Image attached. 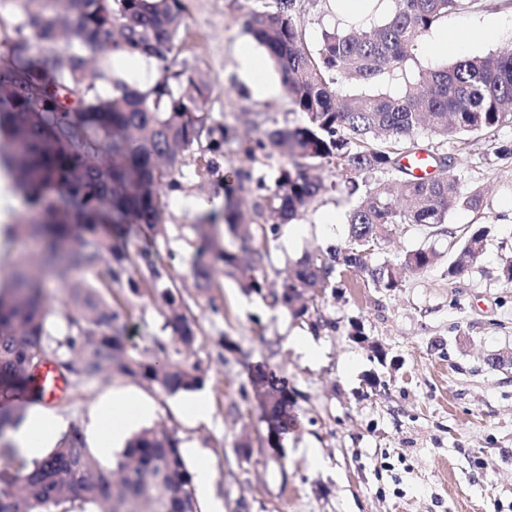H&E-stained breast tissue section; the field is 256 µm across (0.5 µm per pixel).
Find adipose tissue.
Returning a JSON list of instances; mask_svg holds the SVG:
<instances>
[{
    "label": "adipose tissue",
    "instance_id": "1",
    "mask_svg": "<svg viewBox=\"0 0 512 512\" xmlns=\"http://www.w3.org/2000/svg\"><path fill=\"white\" fill-rule=\"evenodd\" d=\"M155 415L154 405L130 394L118 393L99 403L92 434L99 443L121 444L127 434ZM59 427L48 407L37 405L15 430L14 439L29 456H40L55 443Z\"/></svg>",
    "mask_w": 512,
    "mask_h": 512
}]
</instances>
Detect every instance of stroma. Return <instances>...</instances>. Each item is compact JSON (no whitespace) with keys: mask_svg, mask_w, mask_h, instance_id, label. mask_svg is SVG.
Returning a JSON list of instances; mask_svg holds the SVG:
<instances>
[{"mask_svg":"<svg viewBox=\"0 0 512 512\" xmlns=\"http://www.w3.org/2000/svg\"><path fill=\"white\" fill-rule=\"evenodd\" d=\"M184 4L174 54L178 67L209 81L213 118L242 141L303 123L287 94L258 98L236 74L237 51L251 42L243 26L245 0ZM460 27L472 35L466 52L451 47L434 56L430 39L423 40L378 92L399 93L428 69L512 44V10L496 0L449 12L432 33ZM258 112L268 119L257 126ZM503 146L512 148V126L445 143L462 183L485 187L480 212L451 209L441 233L390 225L373 256L380 262L425 248L437 256L432 267L403 272L391 290L374 288L362 273L348 274L302 317L270 298L244 294L234 275L219 272L209 291L195 288L191 259L199 241L190 202L224 195L223 173L246 161L241 152L228 151L221 173L203 180L195 174L194 156H186L176 174L179 189L162 196L166 234L153 248L162 258L163 284L198 323L187 360L202 365L205 382L197 393L168 395L135 378L103 374L68 389L53 407L57 421L64 428L73 422L90 428L93 408L115 393L151 400L155 423L193 449L188 469L196 470L201 458L210 465L211 498L200 501V512H209L214 500L222 512H512V366L487 364L491 355L512 352V284L500 277L512 258V157L500 154ZM353 205L342 192L317 196L298 220L296 239H289L285 225L266 239L260 276L281 287L306 253L343 242L344 217ZM477 224L489 231L483 253L468 272L449 276L450 234ZM105 295L129 311L130 350L150 358L161 347L178 349L163 328L160 297L134 296L125 285ZM296 333L317 343V357L296 352L289 341ZM227 339L235 351H225ZM264 366L285 377L294 394L297 424L278 451L265 442L266 425L250 391L254 371ZM196 395L209 404L207 420L182 410ZM246 436L252 448L242 457L235 446ZM486 460L495 463L492 473L482 471Z\"/></svg>","mask_w":512,"mask_h":512,"instance_id":"obj_1","label":"stroma"}]
</instances>
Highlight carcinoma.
I'll use <instances>...</instances> for the list:
<instances>
[{
  "label": "carcinoma",
  "instance_id": "carcinoma-1",
  "mask_svg": "<svg viewBox=\"0 0 512 512\" xmlns=\"http://www.w3.org/2000/svg\"><path fill=\"white\" fill-rule=\"evenodd\" d=\"M46 0L42 12L25 13L16 38L0 42V173L26 198L29 211L6 228L40 248L37 268L13 264L0 282V438L25 417V404L43 400L35 368L51 365L71 383L108 369L138 378L166 394L197 390L205 371L197 363L150 361L128 350L127 317L102 289L124 281L135 296L157 293L168 306L165 327L186 349L198 327L192 316L161 289L158 254L146 246L139 257L150 277L135 282L120 230L140 224L154 240L164 234L161 192L176 184L174 170L187 153L199 152L196 174L210 178L220 169L224 148L237 143L230 128L212 120L205 105L208 82L186 70L175 71L171 57L184 22L183 0H68L65 10ZM245 30L265 48L293 104L305 117L293 128L265 132L243 148L246 159H270L280 152L273 185L253 167L234 172L239 191H259L254 214L279 223L300 216L321 193L344 179L357 196L347 215L349 235L341 244L306 255L294 269L295 283L273 301L301 316L304 291L334 287L353 270L373 286L390 290L401 269L423 272L434 253L416 249L380 263L364 257L375 250L391 224L439 228L448 206L477 211L484 192L464 186L454 174L456 158L434 146L421 149L415 136L429 132L443 143L480 131L512 125V48L459 60L429 70L400 95L360 94L336 99L340 78L373 86L403 69L418 44L449 12L477 0H396L380 25H349L322 32L315 47L296 22V0H253ZM100 54L137 55L153 60L162 76L148 88L128 85L101 66ZM425 151L435 172L415 178L403 159ZM325 161L336 180L313 177L306 161ZM112 227V234L101 226ZM200 240L192 260L196 287H213L220 263L238 268L237 254L219 242L218 225L197 218ZM224 230L249 254L241 288L260 294L265 279L256 275L264 254L236 205L224 208ZM487 230L469 228L448 263V275L466 271L485 247ZM66 288V331L51 328L56 310L45 292L48 280ZM266 423V443L280 447L294 426L285 381L272 370L251 380ZM13 469H0V512H199L193 478L179 439L160 429H144L128 440L115 467H103L73 422L51 451L28 460L18 449L0 448Z\"/></svg>",
  "mask_w": 512,
  "mask_h": 512
}]
</instances>
